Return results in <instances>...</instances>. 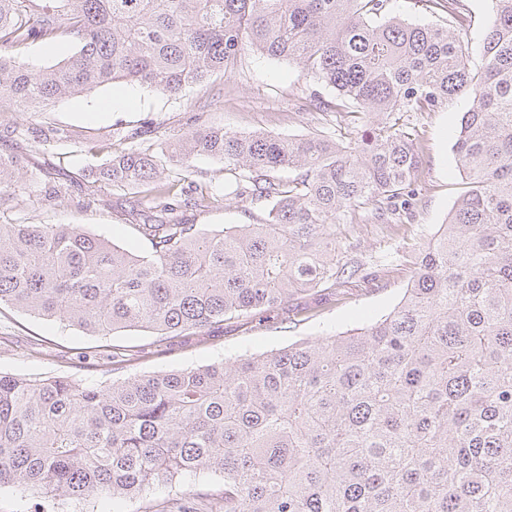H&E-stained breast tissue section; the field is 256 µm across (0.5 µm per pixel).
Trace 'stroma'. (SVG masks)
I'll return each instance as SVG.
<instances>
[{
  "instance_id": "stroma-1",
  "label": "stroma",
  "mask_w": 512,
  "mask_h": 512,
  "mask_svg": "<svg viewBox=\"0 0 512 512\" xmlns=\"http://www.w3.org/2000/svg\"><path fill=\"white\" fill-rule=\"evenodd\" d=\"M294 63L256 54L245 57L233 77L214 75L177 97L125 81L103 86L91 94L57 100L34 114L33 126L55 127L68 139L36 145L18 136L20 121L9 106L0 107V154L23 156L33 182L0 206V221L17 224H74L135 252L147 243L135 234L124 208L144 198L147 186L116 188L91 184L83 169L99 164L130 145L154 152L192 129L194 124L221 126L230 131H263L280 136H311L334 123V114L312 111L305 96L314 89ZM466 104L454 100L436 112L411 118L423 150L418 203L406 224L391 230L358 218L353 231L356 252L364 264L344 288V298L328 301L305 320L227 323L208 333L165 338L147 331H122L110 336L112 345L136 352L122 370L99 356V337L76 327L37 318L22 311L0 309V371L28 377L74 375L107 385L112 380L161 371L208 365L229 356L253 355L278 349L305 338L331 336L357 328L388 314L403 296L411 276L407 254L423 247L445 222L461 191L452 145ZM146 135L129 142L133 129ZM166 177L177 190H223L224 164L196 156L189 168H170ZM64 186L65 197L46 200V190ZM264 204L240 198L222 199L191 211L196 224H253L262 218Z\"/></svg>"
}]
</instances>
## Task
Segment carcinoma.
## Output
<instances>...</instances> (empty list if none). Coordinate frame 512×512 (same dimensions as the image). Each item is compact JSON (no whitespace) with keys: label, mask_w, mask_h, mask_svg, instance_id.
<instances>
[{"label":"carcinoma","mask_w":512,"mask_h":512,"mask_svg":"<svg viewBox=\"0 0 512 512\" xmlns=\"http://www.w3.org/2000/svg\"><path fill=\"white\" fill-rule=\"evenodd\" d=\"M396 0H0V103L32 115L117 80L177 96L234 75L248 52L295 63L336 132L199 126L154 153L88 169L151 185L137 254L69 224L0 223V306L103 339L274 321L354 273L352 220L403 223L422 166L395 115L463 98L453 144L463 190L384 318L336 336L108 386L0 372V487L90 505L156 487L159 512H512V0H492L481 65L462 0L449 25ZM64 37L78 51L34 71L14 51ZM40 142L50 127L19 129ZM224 161V195L265 200L255 224L209 228L171 202V166ZM0 155V199L26 181ZM222 476L219 493L179 490ZM415 0H399L398 8L409 21L445 24L448 22V5L446 8L431 10ZM184 489L188 490H219L223 486L222 477L212 472H201L191 475L183 480Z\"/></svg>","instance_id":"obj_1"}]
</instances>
